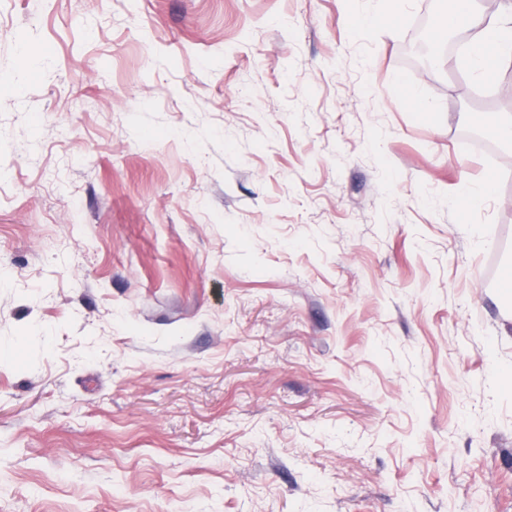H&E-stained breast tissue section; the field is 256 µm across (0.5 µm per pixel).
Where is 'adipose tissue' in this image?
Returning <instances> with one entry per match:
<instances>
[{
    "label": "adipose tissue",
    "instance_id": "adipose-tissue-1",
    "mask_svg": "<svg viewBox=\"0 0 512 512\" xmlns=\"http://www.w3.org/2000/svg\"><path fill=\"white\" fill-rule=\"evenodd\" d=\"M434 31L461 33L463 56L478 80H486L501 62L512 58V28L481 12L475 0H462L461 7L439 16Z\"/></svg>",
    "mask_w": 512,
    "mask_h": 512
}]
</instances>
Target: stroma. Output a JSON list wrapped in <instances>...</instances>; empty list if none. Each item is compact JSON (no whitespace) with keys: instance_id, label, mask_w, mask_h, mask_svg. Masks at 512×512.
I'll return each instance as SVG.
<instances>
[{"instance_id":"1","label":"stroma","mask_w":512,"mask_h":512,"mask_svg":"<svg viewBox=\"0 0 512 512\" xmlns=\"http://www.w3.org/2000/svg\"><path fill=\"white\" fill-rule=\"evenodd\" d=\"M435 2L0 0V512H512V61ZM457 1L465 6L439 16L433 33H462V56L475 77L485 81L501 62L512 58V27L506 29L501 21L485 15L474 0ZM495 191V181L486 180L476 192L471 191L466 185L461 186L458 198L462 206L473 209L480 206L487 198L491 197Z\"/></svg>"}]
</instances>
